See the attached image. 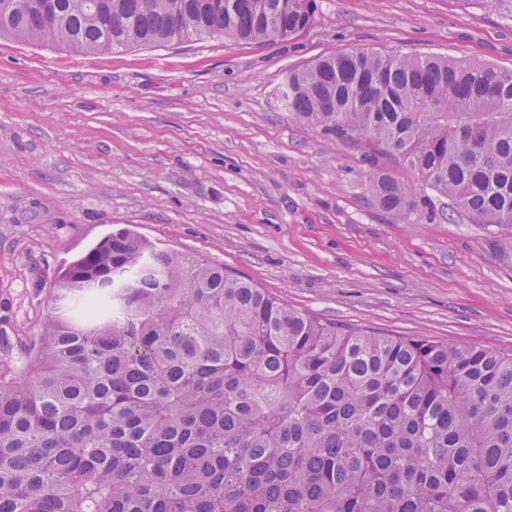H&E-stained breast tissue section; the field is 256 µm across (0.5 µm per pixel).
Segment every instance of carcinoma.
Listing matches in <instances>:
<instances>
[{"instance_id": "obj_1", "label": "carcinoma", "mask_w": 512, "mask_h": 512, "mask_svg": "<svg viewBox=\"0 0 512 512\" xmlns=\"http://www.w3.org/2000/svg\"><path fill=\"white\" fill-rule=\"evenodd\" d=\"M317 0H0V36L83 55L273 42ZM284 24L272 29L269 16ZM289 111L512 224V69L346 50L292 70ZM376 205L424 218L383 170ZM0 370V512H512V356L297 310L119 228L57 277Z\"/></svg>"}]
</instances>
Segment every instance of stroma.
Segmentation results:
<instances>
[{"label":"stroma","mask_w":512,"mask_h":512,"mask_svg":"<svg viewBox=\"0 0 512 512\" xmlns=\"http://www.w3.org/2000/svg\"><path fill=\"white\" fill-rule=\"evenodd\" d=\"M304 33L84 56L0 38V329L37 335L64 265L130 227L203 255L326 322L512 355V227L422 188L377 207L367 174L411 170L281 103L289 71L342 50L512 69L494 0H317ZM367 188L376 205L401 220H409L412 215L421 221L425 216L419 208L415 188L395 180L383 170H373L367 178Z\"/></svg>","instance_id":"1"}]
</instances>
